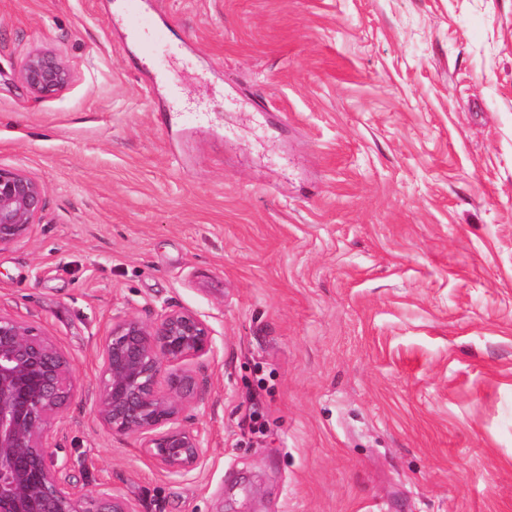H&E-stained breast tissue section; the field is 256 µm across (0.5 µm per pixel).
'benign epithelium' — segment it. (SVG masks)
Instances as JSON below:
<instances>
[{
  "mask_svg": "<svg viewBox=\"0 0 512 512\" xmlns=\"http://www.w3.org/2000/svg\"><path fill=\"white\" fill-rule=\"evenodd\" d=\"M18 77L49 98L68 86V64L51 50L23 60ZM44 189L20 170L0 168V250L28 238L40 218ZM213 349L210 325L169 307L148 324L124 313L98 347L99 423L118 438L139 441L172 474L200 464L204 439L179 424L202 400L188 362ZM75 395L70 357L50 337L0 311V512H138L110 490L87 491L70 480L71 457L56 443Z\"/></svg>",
  "mask_w": 512,
  "mask_h": 512,
  "instance_id": "benign-epithelium-1",
  "label": "benign epithelium"
}]
</instances>
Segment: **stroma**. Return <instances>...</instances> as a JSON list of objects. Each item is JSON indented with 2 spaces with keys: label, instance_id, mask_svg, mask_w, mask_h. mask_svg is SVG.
Listing matches in <instances>:
<instances>
[{
  "label": "stroma",
  "instance_id": "1",
  "mask_svg": "<svg viewBox=\"0 0 512 512\" xmlns=\"http://www.w3.org/2000/svg\"><path fill=\"white\" fill-rule=\"evenodd\" d=\"M0 0V310L74 360L75 483L138 512H512V0ZM69 64L35 98L32 51ZM199 112L185 121L186 110ZM207 321L185 474L95 419L113 316ZM18 77L31 94L49 98L68 86L71 72L68 64L51 50H36L23 60ZM43 199V187L26 173L0 168V250L32 234Z\"/></svg>",
  "mask_w": 512,
  "mask_h": 512
}]
</instances>
